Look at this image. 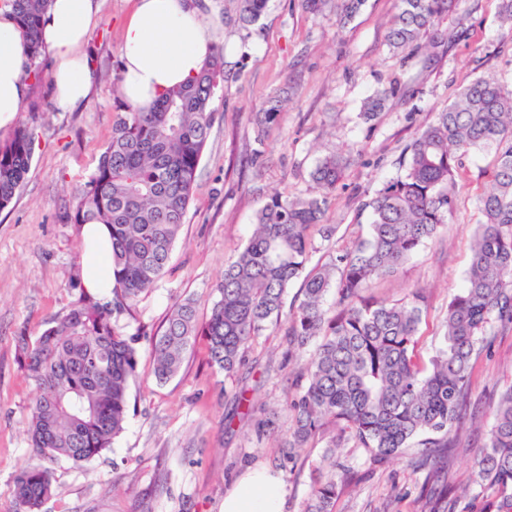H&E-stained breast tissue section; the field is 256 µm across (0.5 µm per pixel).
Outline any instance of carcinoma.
<instances>
[{"instance_id": "carcinoma-1", "label": "carcinoma", "mask_w": 512, "mask_h": 512, "mask_svg": "<svg viewBox=\"0 0 512 512\" xmlns=\"http://www.w3.org/2000/svg\"><path fill=\"white\" fill-rule=\"evenodd\" d=\"M237 24L248 28L269 0H228ZM366 0H301L312 14H333L344 27ZM456 0H398L387 30L390 48L403 52L435 29ZM52 0H0L25 33L24 78L42 85V25ZM224 80V54L214 51L189 84L167 91L152 107L121 100L112 135L78 192L70 223L106 224L112 233V300L83 291L69 311L40 335L18 337L20 363L34 386L27 423L30 452L14 478L13 512H41L59 495L53 466L65 459L89 463L111 450L125 429L128 394L138 377L136 338L113 316L155 287L168 264L197 180L209 136L212 104ZM368 98L362 118L373 121L387 96ZM33 133L25 124L0 142V210L12 201L32 161ZM492 150L491 189L480 204L485 216L471 243L465 285L448 302L444 346L430 366L418 361L419 327L426 298L419 288L397 301L369 293L406 259L439 235L452 215L463 159ZM350 159L323 157L311 172L314 193L270 196L257 214L247 244L224 268L210 314L199 320L194 304L177 303L163 331L149 339L153 375L162 384L180 371L198 338L211 366L231 376L271 325L282 330L283 360L304 362L284 411L291 419L288 458L331 432V455L362 448L374 465L405 449L452 448L472 390L476 362L490 351L492 329L512 328V89L484 77L459 90L431 121L419 125L406 148L402 172L361 203L370 231L336 258L305 271L312 231L324 237L328 195ZM304 277L302 298L283 312L288 285ZM334 293L333 307L324 305ZM423 507L447 512H512V383L500 392L477 470L456 496L457 484L430 475ZM350 471L318 473L302 512H335Z\"/></svg>"}]
</instances>
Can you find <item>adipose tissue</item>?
<instances>
[{"label":"adipose tissue","instance_id":"1","mask_svg":"<svg viewBox=\"0 0 512 512\" xmlns=\"http://www.w3.org/2000/svg\"><path fill=\"white\" fill-rule=\"evenodd\" d=\"M101 22L99 0H53L42 29L59 111L81 106L91 89L86 54L89 33ZM25 36L9 9L0 8V129L11 126L22 110ZM214 49V33L196 0H136L123 21L122 94L138 108L152 106L169 89L195 78ZM87 257L83 286L104 296L113 288L109 259L110 229L83 228ZM285 491L279 476L265 468L248 470L224 496V512H284Z\"/></svg>","mask_w":512,"mask_h":512}]
</instances>
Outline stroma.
Returning a JSON list of instances; mask_svg holds the SVG:
<instances>
[{"instance_id": "35a3bbf8", "label": "stroma", "mask_w": 512, "mask_h": 512, "mask_svg": "<svg viewBox=\"0 0 512 512\" xmlns=\"http://www.w3.org/2000/svg\"><path fill=\"white\" fill-rule=\"evenodd\" d=\"M102 24L88 37L95 71L88 103L72 112L23 110L18 120L34 132L30 170L8 208L0 210V512L12 507L13 479L25 465V423L34 387L18 362L19 334L38 336L79 298L84 257L76 225L67 221L78 190L94 170L112 135L121 94L113 74L121 66V21L132 0H101ZM226 0H206L204 14L224 52V82L212 105V127L199 166L193 200L168 272L117 324L139 337V376L130 389L124 432L111 452L89 463L59 462L60 490L42 512H222L224 496L246 470L268 467L285 489V512H301L312 469L337 463L355 475L336 512H421L428 472L422 451L381 467L360 448L325 454L318 437L294 460L280 442L290 426L282 407L295 376L285 366L281 337L266 330L232 378L210 366L204 341L187 353L180 372L160 384L151 374L149 339L161 331L174 303L192 300L206 318L224 268L249 239L257 213L276 192H312L310 173L325 154L351 163L330 196L324 217L331 237L314 236L310 266L365 236L368 215L360 204L396 178L415 128L452 102L478 77L512 87V27L499 18V0H459L435 35L419 47L394 53L386 31L396 0H367L337 30L332 17L302 10L298 0H270L266 13L244 30L226 18ZM395 92L373 125L362 122L364 100L387 87ZM278 106L276 125L258 131L255 112ZM490 151L464 160L456 207L442 233L425 243L395 277L378 281L376 296L403 298L422 288L428 310L418 353L428 364L444 341L449 299L463 286L470 244L482 223L479 196L489 186ZM512 383V331L497 332L490 356L475 370L469 402L480 419L463 420L454 454L440 453L459 480L474 469L492 421L495 395ZM245 391L255 406L275 413L273 434L259 435L255 418L235 413L232 392Z\"/></svg>"}]
</instances>
